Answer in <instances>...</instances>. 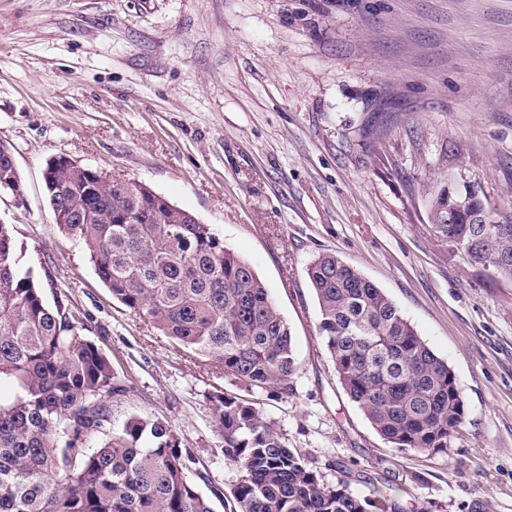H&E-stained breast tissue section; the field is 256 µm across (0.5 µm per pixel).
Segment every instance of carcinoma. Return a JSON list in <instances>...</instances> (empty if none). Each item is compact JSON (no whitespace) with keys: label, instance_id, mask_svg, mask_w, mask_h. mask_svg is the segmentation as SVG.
<instances>
[{"label":"carcinoma","instance_id":"obj_1","mask_svg":"<svg viewBox=\"0 0 512 512\" xmlns=\"http://www.w3.org/2000/svg\"><path fill=\"white\" fill-rule=\"evenodd\" d=\"M11 147L0 143V193L24 192ZM54 222L85 246L112 296L177 345L212 360L247 390L293 392L291 331L251 266L209 224L133 181L47 163ZM487 201L465 185L428 200L435 235L453 250L472 241ZM502 232L463 255L489 277L512 266V213ZM14 226L0 223V512H214L191 473L190 449L160 421L109 422L127 388L82 334L60 298L48 304L17 256ZM319 331L341 385L387 443L440 451L462 424L463 401L437 356L382 289L333 254L307 268ZM224 456L240 479L235 512H373L385 505L320 481L316 467L232 394H211Z\"/></svg>","mask_w":512,"mask_h":512}]
</instances>
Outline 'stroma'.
I'll return each instance as SVG.
<instances>
[{
    "instance_id": "obj_1",
    "label": "stroma",
    "mask_w": 512,
    "mask_h": 512,
    "mask_svg": "<svg viewBox=\"0 0 512 512\" xmlns=\"http://www.w3.org/2000/svg\"><path fill=\"white\" fill-rule=\"evenodd\" d=\"M0 142L26 203L0 221L127 391L166 422L215 512L240 476L208 396L259 407L323 483L397 512H512V281L434 236L430 192L512 207V0H0ZM142 183L211 225L291 330L293 394L247 391L114 299L53 220L47 162ZM331 253L448 362L464 422L438 452L386 443L345 393L306 274Z\"/></svg>"
}]
</instances>
